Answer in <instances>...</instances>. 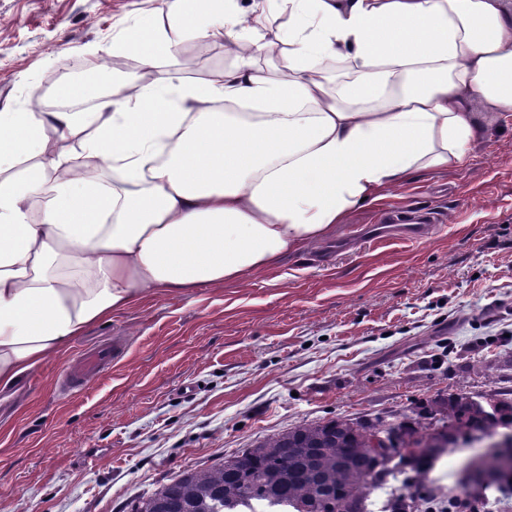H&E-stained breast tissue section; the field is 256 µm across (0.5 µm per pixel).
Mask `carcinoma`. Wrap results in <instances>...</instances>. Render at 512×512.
<instances>
[{
	"label": "carcinoma",
	"mask_w": 512,
	"mask_h": 512,
	"mask_svg": "<svg viewBox=\"0 0 512 512\" xmlns=\"http://www.w3.org/2000/svg\"><path fill=\"white\" fill-rule=\"evenodd\" d=\"M434 421L423 427L417 418ZM402 441L397 467L421 480L437 460L431 443L439 428H454L455 441L512 430V390L477 401L457 393L432 400L399 421ZM384 420L336 416L294 425L250 448L210 465L189 469L152 493L135 500L131 512H336L347 501L364 512L367 494L384 476L372 450L373 438L385 434Z\"/></svg>",
	"instance_id": "cac0c4a2"
}]
</instances>
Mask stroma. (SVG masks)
<instances>
[{
    "label": "stroma",
    "instance_id": "1",
    "mask_svg": "<svg viewBox=\"0 0 512 512\" xmlns=\"http://www.w3.org/2000/svg\"><path fill=\"white\" fill-rule=\"evenodd\" d=\"M168 30L161 0H0V112H37L38 90L70 112L59 73L104 82L127 57L95 56L134 23ZM233 62L224 44L183 41L163 67L192 80ZM469 162L384 189L322 242L242 282L157 293L75 339L0 400V512H130L180 472L323 417L401 420L449 393L512 389V113L486 117ZM441 214L427 241L382 210ZM121 339L110 373L81 394L63 378L83 349ZM470 448L425 482L512 512V488L474 483Z\"/></svg>",
    "mask_w": 512,
    "mask_h": 512
}]
</instances>
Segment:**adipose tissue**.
I'll return each instance as SVG.
<instances>
[{
  "instance_id": "1",
  "label": "adipose tissue",
  "mask_w": 512,
  "mask_h": 512,
  "mask_svg": "<svg viewBox=\"0 0 512 512\" xmlns=\"http://www.w3.org/2000/svg\"><path fill=\"white\" fill-rule=\"evenodd\" d=\"M163 4L173 35L112 45L152 81H113L93 112H0V393L154 292L278 267L384 188L465 163L473 101L512 112V0ZM187 38L234 65L202 86L160 70Z\"/></svg>"
}]
</instances>
